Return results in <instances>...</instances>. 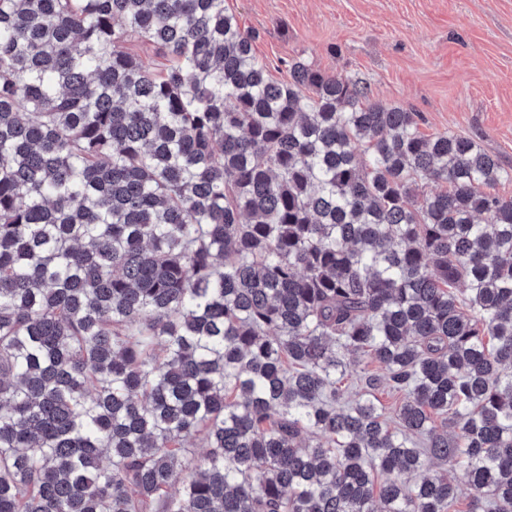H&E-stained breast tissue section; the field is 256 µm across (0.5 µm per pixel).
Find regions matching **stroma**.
<instances>
[{"label": "stroma", "instance_id": "35a3bbf8", "mask_svg": "<svg viewBox=\"0 0 512 512\" xmlns=\"http://www.w3.org/2000/svg\"><path fill=\"white\" fill-rule=\"evenodd\" d=\"M272 77L301 60L367 83L512 167V0H226Z\"/></svg>", "mask_w": 512, "mask_h": 512}]
</instances>
